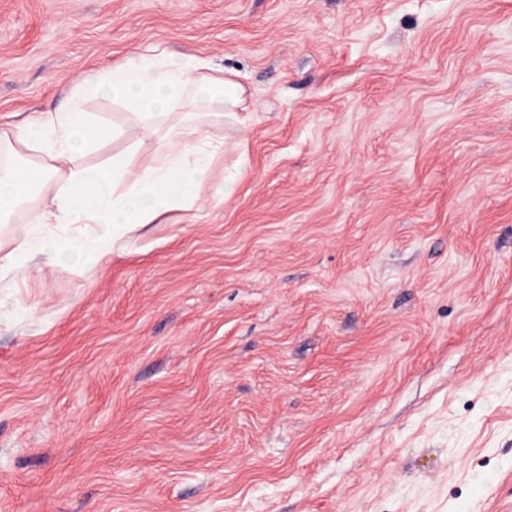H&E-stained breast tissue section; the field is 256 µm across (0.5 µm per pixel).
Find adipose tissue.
<instances>
[{
	"label": "adipose tissue",
	"mask_w": 512,
	"mask_h": 512,
	"mask_svg": "<svg viewBox=\"0 0 512 512\" xmlns=\"http://www.w3.org/2000/svg\"><path fill=\"white\" fill-rule=\"evenodd\" d=\"M210 60L171 56L158 50L129 54L120 64L89 73L64 111L53 112L12 134L0 133V223L9 225L18 244L0 256V275L25 280L30 260L56 265L66 254L98 263L130 232L157 223L171 210L201 205L203 187L231 193L233 182L212 179V165L224 145L205 134L198 116L216 117L243 108L246 89L234 71L218 76ZM100 93L126 107L132 126H105L81 109L86 94ZM151 139L158 165L139 168L125 155L91 169L80 158L102 140ZM43 156L22 157L17 145ZM39 208L38 221L52 232L35 233L27 211Z\"/></svg>",
	"instance_id": "obj_1"
}]
</instances>
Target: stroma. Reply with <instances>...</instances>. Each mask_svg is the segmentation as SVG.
<instances>
[{
	"label": "stroma",
	"mask_w": 512,
	"mask_h": 512,
	"mask_svg": "<svg viewBox=\"0 0 512 512\" xmlns=\"http://www.w3.org/2000/svg\"><path fill=\"white\" fill-rule=\"evenodd\" d=\"M156 48L236 188L0 278V512H512V0H0V130Z\"/></svg>",
	"instance_id": "35a3bbf8"
}]
</instances>
